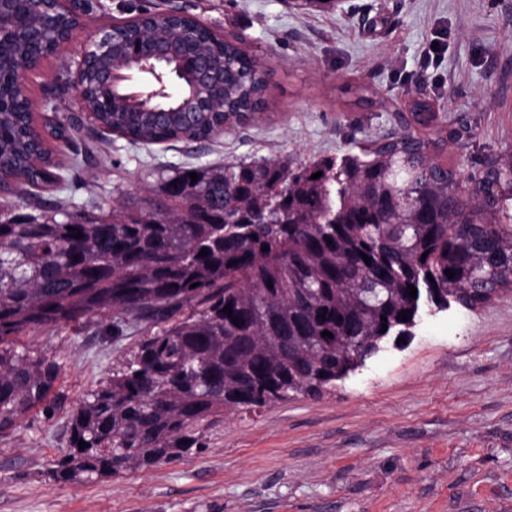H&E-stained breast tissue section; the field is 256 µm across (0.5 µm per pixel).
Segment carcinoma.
<instances>
[{"instance_id":"carcinoma-1","label":"carcinoma","mask_w":512,"mask_h":512,"mask_svg":"<svg viewBox=\"0 0 512 512\" xmlns=\"http://www.w3.org/2000/svg\"><path fill=\"white\" fill-rule=\"evenodd\" d=\"M41 11L36 0L7 5L0 25L35 24ZM115 30L112 53L83 71L85 105L112 133L143 144L207 138L267 108L268 70L239 40L193 16L145 12ZM140 35L167 43L172 57L163 67L181 84L178 97L158 100V113L124 86L105 106L97 95L110 67L132 64ZM215 54L224 56V76L195 82L185 62ZM48 56L32 41H0V167L35 187L62 178L49 172V152L31 134L15 60L36 68ZM410 114L424 129L437 125L425 100ZM435 148L407 133L295 170L268 159L188 165L163 179L158 194L124 198L106 214L0 212V433L55 402L60 365L11 343L47 325L110 317L115 332L128 319L155 327L70 412V451L56 477L89 480L202 447L203 431L226 410L321 395L385 338L409 335L423 299L439 309L477 308L512 293V231L493 221L508 217L502 198L458 190ZM511 177V160L482 173L487 181Z\"/></svg>"}]
</instances>
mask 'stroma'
Returning <instances> with one entry per match:
<instances>
[{
	"label": "stroma",
	"instance_id": "35a3bbf8",
	"mask_svg": "<svg viewBox=\"0 0 512 512\" xmlns=\"http://www.w3.org/2000/svg\"><path fill=\"white\" fill-rule=\"evenodd\" d=\"M172 6L245 49L269 71L256 122L203 141L130 143L84 120L53 147L60 189L0 192L33 213L110 208L157 190L190 162L276 159L291 168L401 133L398 113L430 99L441 118L421 137L472 192L486 165L512 159V0H94L82 30L28 73L59 119L77 113L74 72L87 38L141 9ZM437 58H430L433 44ZM83 161L71 169L74 154ZM147 328L103 323L17 337V351L61 366L53 413L36 408L0 435V512H512V295L477 310L423 306L406 343L388 339L335 388L252 413L225 412L181 459L112 477L57 481L69 415L137 350Z\"/></svg>",
	"mask_w": 512,
	"mask_h": 512
}]
</instances>
